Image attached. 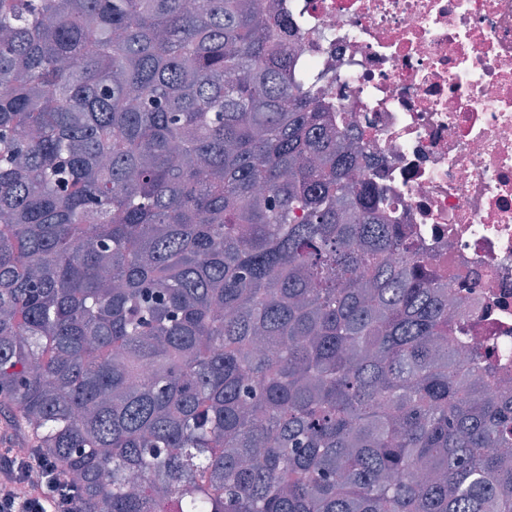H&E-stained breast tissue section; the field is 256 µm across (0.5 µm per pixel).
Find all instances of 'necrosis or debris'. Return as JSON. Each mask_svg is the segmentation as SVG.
I'll return each mask as SVG.
<instances>
[{
	"mask_svg": "<svg viewBox=\"0 0 512 512\" xmlns=\"http://www.w3.org/2000/svg\"><path fill=\"white\" fill-rule=\"evenodd\" d=\"M337 147L405 238L467 278L461 354L512 384V0H263Z\"/></svg>",
	"mask_w": 512,
	"mask_h": 512,
	"instance_id": "1",
	"label": "necrosis or debris"
}]
</instances>
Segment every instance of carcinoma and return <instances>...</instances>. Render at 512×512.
Returning <instances> with one entry per match:
<instances>
[{
    "label": "carcinoma",
    "mask_w": 512,
    "mask_h": 512,
    "mask_svg": "<svg viewBox=\"0 0 512 512\" xmlns=\"http://www.w3.org/2000/svg\"><path fill=\"white\" fill-rule=\"evenodd\" d=\"M261 0H0V409L74 512H512V387Z\"/></svg>",
    "instance_id": "obj_1"
}]
</instances>
